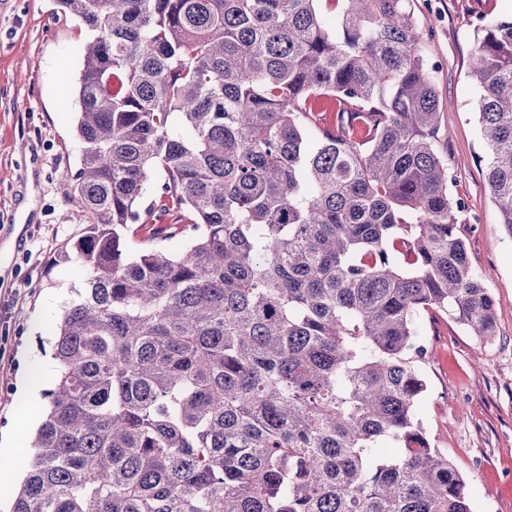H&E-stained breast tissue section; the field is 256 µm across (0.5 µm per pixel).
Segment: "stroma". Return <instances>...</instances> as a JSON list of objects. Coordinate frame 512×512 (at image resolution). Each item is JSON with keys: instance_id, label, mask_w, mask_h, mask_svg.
<instances>
[{"instance_id": "35a3bbf8", "label": "stroma", "mask_w": 512, "mask_h": 512, "mask_svg": "<svg viewBox=\"0 0 512 512\" xmlns=\"http://www.w3.org/2000/svg\"><path fill=\"white\" fill-rule=\"evenodd\" d=\"M447 132L448 166L466 205L470 264L496 302L497 334L483 343L448 316L421 315L428 349L418 368L428 390L417 414L433 445L468 481L473 512H512V238L490 197L477 91L467 78L476 16L508 18L512 0H414ZM84 25L56 0H0V459L10 443L29 449L34 429L16 433L30 371L53 376L54 326L78 300L86 271L65 259L85 216L68 202L82 145L75 131ZM35 209L19 223L26 196Z\"/></svg>"}]
</instances>
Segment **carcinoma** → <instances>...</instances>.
<instances>
[{"mask_svg":"<svg viewBox=\"0 0 512 512\" xmlns=\"http://www.w3.org/2000/svg\"><path fill=\"white\" fill-rule=\"evenodd\" d=\"M57 2L92 33L65 174L87 286L11 512H472L417 417L416 319L487 342L496 307L412 0ZM474 31L512 237V18Z\"/></svg>","mask_w":512,"mask_h":512,"instance_id":"cac0c4a2","label":"carcinoma"}]
</instances>
